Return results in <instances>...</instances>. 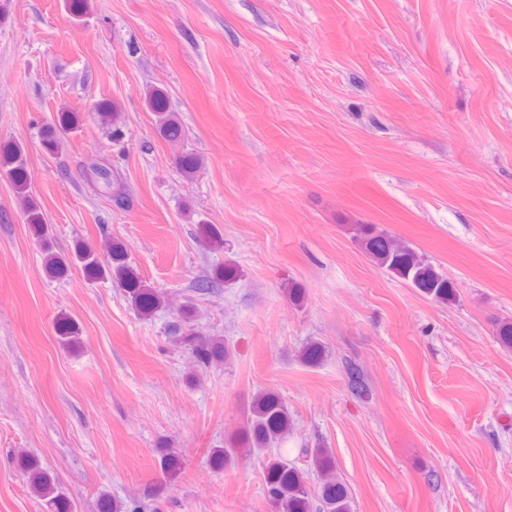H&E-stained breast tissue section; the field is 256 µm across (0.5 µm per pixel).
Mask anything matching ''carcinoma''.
I'll return each mask as SVG.
<instances>
[{
    "label": "carcinoma",
    "mask_w": 512,
    "mask_h": 512,
    "mask_svg": "<svg viewBox=\"0 0 512 512\" xmlns=\"http://www.w3.org/2000/svg\"><path fill=\"white\" fill-rule=\"evenodd\" d=\"M146 103L154 112L160 133L169 140L181 137V128L172 112L168 110L167 98L158 89L146 93ZM90 107L101 123L114 127L121 123V112L115 105L102 101H90ZM26 153L17 144L0 147V175L9 179L22 201L27 224L34 239L45 243L50 228L46 224L40 205L29 192L25 178ZM103 185L112 190V201L118 207L125 203V192L116 176L108 177L103 169L95 168ZM352 231L365 254L380 269L408 282L426 296L440 302L452 297L454 285L426 256L420 254L405 242L388 235L374 224H354ZM110 262L103 263L97 252L91 248H79L71 255L44 250L43 268L46 273L61 276L70 268L77 267L90 279L110 277L125 288L132 306L143 317L152 316L164 304L161 296L143 284L137 269L127 260L123 247L117 243L109 247ZM196 361L209 365L214 361L226 360L230 349L223 342L193 332L183 337ZM290 417L288 407L280 395L273 391L259 393L252 404L247 418L249 450L262 452L270 448L288 433ZM241 450L233 445L213 448L210 461L217 468L236 464ZM312 463L321 477L319 512H351L348 493L335 475L328 449L319 445L310 450ZM266 494L273 512H311L309 491L303 473L286 459L270 457L264 462ZM31 491L44 502L47 512H74L63 491L37 466L29 467Z\"/></svg>",
    "instance_id": "obj_1"
}]
</instances>
